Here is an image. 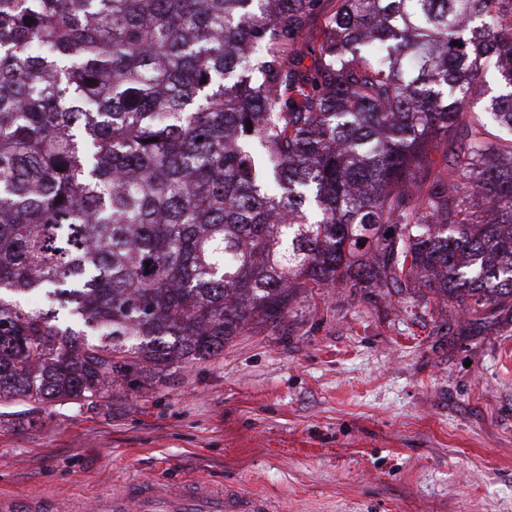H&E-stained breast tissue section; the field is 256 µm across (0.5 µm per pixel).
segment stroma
I'll use <instances>...</instances> for the list:
<instances>
[{
    "instance_id": "obj_1",
    "label": "stroma",
    "mask_w": 512,
    "mask_h": 512,
    "mask_svg": "<svg viewBox=\"0 0 512 512\" xmlns=\"http://www.w3.org/2000/svg\"><path fill=\"white\" fill-rule=\"evenodd\" d=\"M464 308L324 288L100 406L0 403V490L199 480L272 512H512V322Z\"/></svg>"
}]
</instances>
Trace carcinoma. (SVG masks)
I'll return each instance as SVG.
<instances>
[{
  "label": "carcinoma",
  "instance_id": "obj_1",
  "mask_svg": "<svg viewBox=\"0 0 512 512\" xmlns=\"http://www.w3.org/2000/svg\"><path fill=\"white\" fill-rule=\"evenodd\" d=\"M323 2L0 0V403L96 405L315 288L512 316V0L313 36Z\"/></svg>",
  "mask_w": 512,
  "mask_h": 512
}]
</instances>
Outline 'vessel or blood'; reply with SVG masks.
Here are the masks:
<instances>
[{"label": "vessel or blood", "mask_w": 512, "mask_h": 512, "mask_svg": "<svg viewBox=\"0 0 512 512\" xmlns=\"http://www.w3.org/2000/svg\"><path fill=\"white\" fill-rule=\"evenodd\" d=\"M268 508L263 497L216 493L198 481L168 491L139 482L93 500L0 493V512H267Z\"/></svg>", "instance_id": "vessel-or-blood-1"}]
</instances>
